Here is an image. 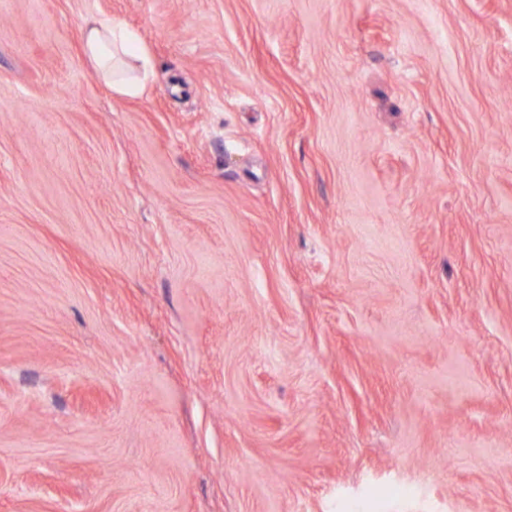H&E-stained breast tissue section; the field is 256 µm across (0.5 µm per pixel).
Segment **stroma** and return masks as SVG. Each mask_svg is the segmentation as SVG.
Returning a JSON list of instances; mask_svg holds the SVG:
<instances>
[{
  "mask_svg": "<svg viewBox=\"0 0 512 512\" xmlns=\"http://www.w3.org/2000/svg\"><path fill=\"white\" fill-rule=\"evenodd\" d=\"M0 512H512V0H0ZM81 44L98 79L119 96H139L154 76V62L139 34L119 20L87 17Z\"/></svg>",
  "mask_w": 512,
  "mask_h": 512,
  "instance_id": "obj_1",
  "label": "stroma"
}]
</instances>
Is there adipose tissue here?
Returning a JSON list of instances; mask_svg holds the SVG:
<instances>
[{"label":"adipose tissue","instance_id":"ef3b65f1","mask_svg":"<svg viewBox=\"0 0 512 512\" xmlns=\"http://www.w3.org/2000/svg\"><path fill=\"white\" fill-rule=\"evenodd\" d=\"M81 44L98 79L117 95L139 96L154 75V62L139 34L119 20L87 17Z\"/></svg>","mask_w":512,"mask_h":512}]
</instances>
